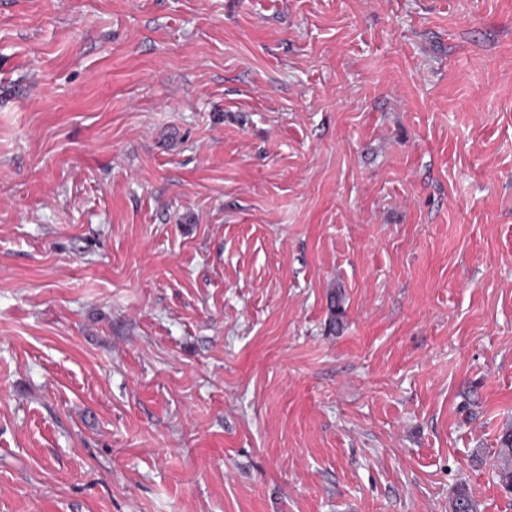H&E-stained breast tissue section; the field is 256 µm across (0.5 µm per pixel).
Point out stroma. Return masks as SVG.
<instances>
[{
    "mask_svg": "<svg viewBox=\"0 0 512 512\" xmlns=\"http://www.w3.org/2000/svg\"><path fill=\"white\" fill-rule=\"evenodd\" d=\"M509 428L512 0H0V512H512ZM496 477L499 485L509 493H512V431L502 435L501 448L498 450V463Z\"/></svg>",
    "mask_w": 512,
    "mask_h": 512,
    "instance_id": "1",
    "label": "stroma"
}]
</instances>
